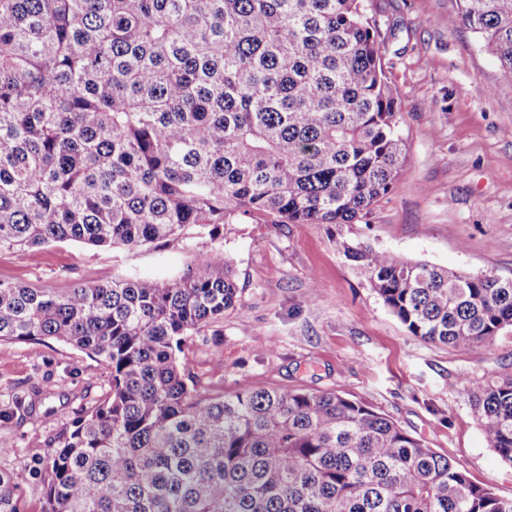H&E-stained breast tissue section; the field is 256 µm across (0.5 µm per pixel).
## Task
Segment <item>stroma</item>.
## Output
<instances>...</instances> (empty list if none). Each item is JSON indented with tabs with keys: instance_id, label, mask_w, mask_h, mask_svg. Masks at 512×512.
Listing matches in <instances>:
<instances>
[{
	"instance_id": "35a3bbf8",
	"label": "stroma",
	"mask_w": 512,
	"mask_h": 512,
	"mask_svg": "<svg viewBox=\"0 0 512 512\" xmlns=\"http://www.w3.org/2000/svg\"><path fill=\"white\" fill-rule=\"evenodd\" d=\"M399 92L405 165L367 221L224 227L239 300L222 321L190 336L180 358L202 390L243 384L334 392L368 403L448 457L474 483L512 497V465L486 441L476 383L512 375V326L480 349L408 332L335 240L390 250L469 274L512 277V84L465 27L449 25L458 0H369ZM189 250H98L74 241L38 256L0 249V281L61 290L114 276L163 278L206 258ZM110 371L47 339L0 341V471L21 512H41L44 444L108 387Z\"/></svg>"
}]
</instances>
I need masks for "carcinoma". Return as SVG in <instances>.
Instances as JSON below:
<instances>
[{"mask_svg": "<svg viewBox=\"0 0 512 512\" xmlns=\"http://www.w3.org/2000/svg\"><path fill=\"white\" fill-rule=\"evenodd\" d=\"M366 2L0 0V249L219 244L166 280L0 282V341L54 338L110 369L47 442L41 512H512L361 401L210 396L179 359L238 299L224 225L353 224L403 171ZM459 2L448 22L512 84V0ZM336 249L414 336L480 348L512 325V278ZM475 406L512 465V376L478 384ZM0 512H19L3 473Z\"/></svg>", "mask_w": 512, "mask_h": 512, "instance_id": "carcinoma-1", "label": "carcinoma"}]
</instances>
